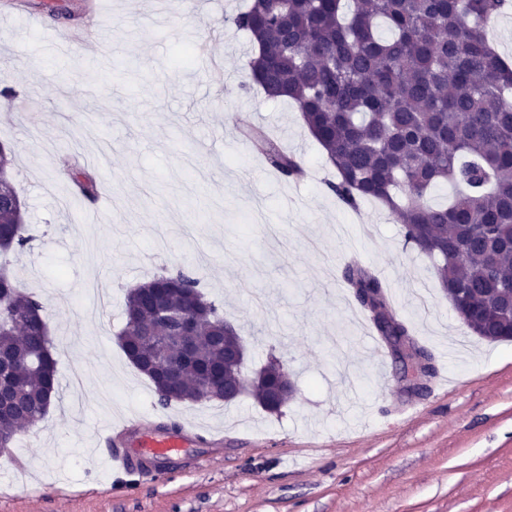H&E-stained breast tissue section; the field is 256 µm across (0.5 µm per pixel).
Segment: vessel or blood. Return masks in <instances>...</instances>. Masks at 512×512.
Wrapping results in <instances>:
<instances>
[{"mask_svg":"<svg viewBox=\"0 0 512 512\" xmlns=\"http://www.w3.org/2000/svg\"><path fill=\"white\" fill-rule=\"evenodd\" d=\"M204 436L180 423L170 429L139 420L108 425L98 433V446L104 447L113 473L148 475L171 463L182 449L203 444Z\"/></svg>","mask_w":512,"mask_h":512,"instance_id":"1","label":"vessel or blood"}]
</instances>
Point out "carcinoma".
I'll use <instances>...</instances> for the list:
<instances>
[{"label": "carcinoma", "mask_w": 512, "mask_h": 512, "mask_svg": "<svg viewBox=\"0 0 512 512\" xmlns=\"http://www.w3.org/2000/svg\"><path fill=\"white\" fill-rule=\"evenodd\" d=\"M512 8V0H250L232 18L254 49L250 80L271 100L293 101L316 142L336 169L328 187L355 207L372 199L384 205L404 230V246L420 249L429 233L448 251L433 258L442 290L465 288L466 327L490 342L512 340V64L483 31L489 19ZM246 136L281 175L299 178L304 169L264 131ZM71 180L93 201L100 186L77 172ZM454 195L444 205L428 201L439 183ZM0 231L11 236L6 258L30 241L25 211L0 206ZM344 279L355 293L387 303L378 275L357 261ZM156 288L167 304L187 314L201 312L207 323L197 332L193 356L178 385L150 379L158 403H203L224 399V389L207 384L208 372L224 366V351L235 341L220 335L224 317L199 290L198 280L179 271L164 273L131 290L119 345L130 362L149 358L150 339L169 336L150 304ZM0 354L11 381L12 414L4 435L42 420L59 391L57 362L46 355L50 340L42 300L25 291L0 261ZM30 317L28 332L11 324ZM386 336L409 329L391 313ZM226 373L240 395L266 411L271 393L286 373L271 362L249 376L243 368Z\"/></svg>", "instance_id": "obj_1"}]
</instances>
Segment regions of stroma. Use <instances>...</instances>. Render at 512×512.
Masks as SVG:
<instances>
[{
  "mask_svg": "<svg viewBox=\"0 0 512 512\" xmlns=\"http://www.w3.org/2000/svg\"><path fill=\"white\" fill-rule=\"evenodd\" d=\"M247 0H0V144L32 241L10 268L47 311L60 380L0 470V512H512V342L463 327L426 254L379 203L350 208L295 106L249 88ZM36 17V25L23 16ZM85 34L70 53L59 36ZM11 95H2V88ZM301 157L283 177L243 137ZM77 159L103 189L59 179ZM385 271L392 305L432 352L427 391L377 379L343 272ZM192 272L248 348L295 384L280 412L251 397L162 409L117 343L128 290ZM223 435L112 490L86 450L114 416Z\"/></svg>",
  "mask_w": 512,
  "mask_h": 512,
  "instance_id": "35a3bbf8",
  "label": "stroma"
}]
</instances>
